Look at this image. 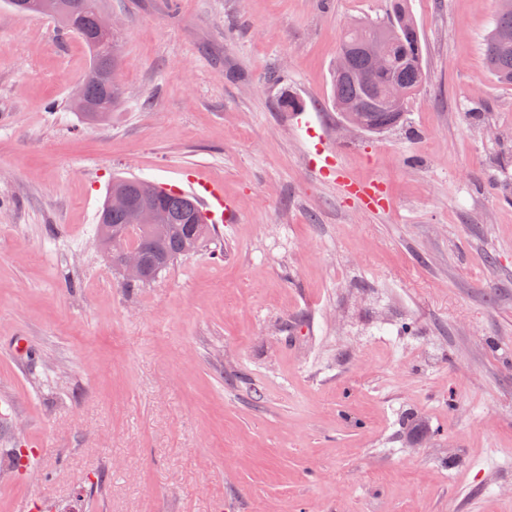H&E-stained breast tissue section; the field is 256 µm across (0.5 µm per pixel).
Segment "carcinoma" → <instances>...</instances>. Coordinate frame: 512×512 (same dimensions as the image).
<instances>
[{
	"label": "carcinoma",
	"instance_id": "cac0c4a2",
	"mask_svg": "<svg viewBox=\"0 0 512 512\" xmlns=\"http://www.w3.org/2000/svg\"><path fill=\"white\" fill-rule=\"evenodd\" d=\"M60 6L54 11L65 29L77 34L92 53V64L106 73L111 65L120 64V45L117 39H108L97 32V11L100 0H79V8L68 10V0H58ZM397 29V38L393 42L387 64L377 70H370L367 58L354 51L358 44L371 41L381 34L387 26ZM512 28V14L496 13L494 26L485 44L488 71L499 82L512 84V43L496 41L497 32ZM347 60L349 75L341 77L338 71L332 74V106L350 102H361L366 106L359 117L362 128L381 131L397 125L405 109H395L382 100L388 83L397 78L411 92H416L423 80V56L418 29L409 13L407 0H390V9L386 17L376 21H359L357 25L344 30L337 51L336 61ZM85 115L92 119H101L112 112L106 84L101 81L85 86ZM111 191L126 192L137 199L145 192L153 199L162 215L165 229H154L143 234L136 243H127L141 249L147 259L150 278H155L174 260L195 253L215 232L214 225L198 215V223L187 224L184 216L189 206L199 207L197 201L185 194H168L157 185L137 178H116L112 180ZM99 223L110 224L120 229L129 223V213L111 210L103 206L99 214Z\"/></svg>",
	"mask_w": 512,
	"mask_h": 512
}]
</instances>
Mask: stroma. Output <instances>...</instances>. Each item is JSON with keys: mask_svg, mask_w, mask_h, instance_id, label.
Instances as JSON below:
<instances>
[{"mask_svg": "<svg viewBox=\"0 0 512 512\" xmlns=\"http://www.w3.org/2000/svg\"><path fill=\"white\" fill-rule=\"evenodd\" d=\"M103 2L123 95L91 121L83 42L0 0V512H512L493 0H408L425 78L379 133L342 126L331 70L387 0ZM320 145L389 207L338 193ZM194 167L239 223L123 287L95 237L113 178Z\"/></svg>", "mask_w": 512, "mask_h": 512, "instance_id": "stroma-1", "label": "stroma"}]
</instances>
